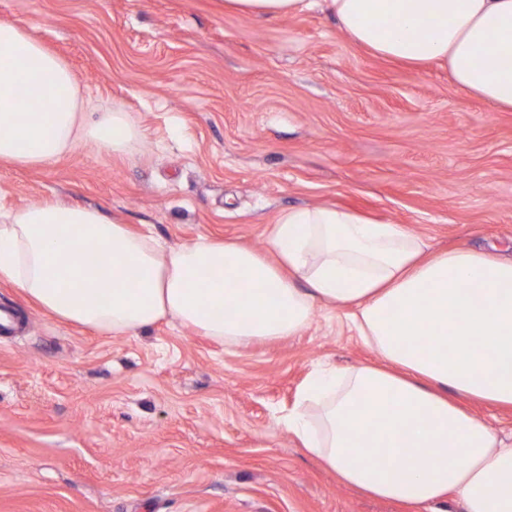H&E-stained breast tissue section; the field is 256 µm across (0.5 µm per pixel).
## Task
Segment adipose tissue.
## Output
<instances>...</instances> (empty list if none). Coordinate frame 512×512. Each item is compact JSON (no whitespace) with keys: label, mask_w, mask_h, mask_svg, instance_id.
<instances>
[{"label":"adipose tissue","mask_w":512,"mask_h":512,"mask_svg":"<svg viewBox=\"0 0 512 512\" xmlns=\"http://www.w3.org/2000/svg\"><path fill=\"white\" fill-rule=\"evenodd\" d=\"M324 2L351 43L417 72L438 66L458 91L512 112V0ZM308 6L224 0L266 20ZM145 141L119 107L85 120L69 66L0 18V163L40 168L88 142L132 157ZM270 244V257L206 237L166 248L96 210L40 199L0 224V282L57 320L116 336L169 319L242 345L295 335L316 305L344 309L380 362L310 375L288 431L367 495L424 512L453 494L463 512H512V442L459 404L512 407V304L500 302L512 259L432 254L400 225L335 206L282 212ZM217 306L233 316L215 317Z\"/></svg>","instance_id":"ef3b65f1"}]
</instances>
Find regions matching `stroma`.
Returning a JSON list of instances; mask_svg holds the SVG:
<instances>
[{
	"mask_svg": "<svg viewBox=\"0 0 512 512\" xmlns=\"http://www.w3.org/2000/svg\"><path fill=\"white\" fill-rule=\"evenodd\" d=\"M0 18L148 133L131 158L0 165L1 212L59 199L167 246L268 255L283 211L338 205L512 256V112L354 46L323 0L270 21L224 0H0ZM0 308L19 322L0 337V512H413L343 485L283 424L313 371L376 362L343 310L235 346L166 321L101 334L3 282Z\"/></svg>",
	"mask_w": 512,
	"mask_h": 512,
	"instance_id": "1",
	"label": "stroma"
}]
</instances>
